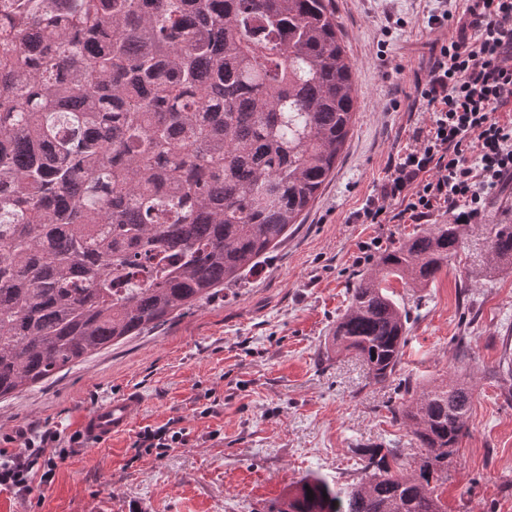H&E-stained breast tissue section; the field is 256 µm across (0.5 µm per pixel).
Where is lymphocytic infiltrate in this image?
Returning <instances> with one entry per match:
<instances>
[{
	"mask_svg": "<svg viewBox=\"0 0 512 512\" xmlns=\"http://www.w3.org/2000/svg\"><path fill=\"white\" fill-rule=\"evenodd\" d=\"M436 2L426 20L427 62L414 74L423 119L353 223H386L397 203L414 224L436 213L481 224L489 201L512 184V0H462L457 13L448 0ZM57 440L44 431L0 460V488L25 495L33 478L50 483L54 463L45 451Z\"/></svg>",
	"mask_w": 512,
	"mask_h": 512,
	"instance_id": "1",
	"label": "lymphocytic infiltrate"
}]
</instances>
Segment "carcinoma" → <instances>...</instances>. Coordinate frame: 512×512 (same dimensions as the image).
Segmentation results:
<instances>
[{
  "label": "carcinoma",
  "mask_w": 512,
  "mask_h": 512,
  "mask_svg": "<svg viewBox=\"0 0 512 512\" xmlns=\"http://www.w3.org/2000/svg\"><path fill=\"white\" fill-rule=\"evenodd\" d=\"M328 0H0V398L158 328L252 271L318 196L356 113ZM470 225L433 224L349 289L325 348L393 377L410 314ZM489 278L512 224L484 225ZM391 409L419 449L362 445V476L301 478L275 512H445L474 391ZM312 499H307V496Z\"/></svg>",
  "instance_id": "carcinoma-1"
}]
</instances>
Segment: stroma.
<instances>
[{
  "label": "stroma",
  "instance_id": "35a3bbf8",
  "mask_svg": "<svg viewBox=\"0 0 512 512\" xmlns=\"http://www.w3.org/2000/svg\"><path fill=\"white\" fill-rule=\"evenodd\" d=\"M357 87L354 124L336 169L302 223L242 284L166 325L121 341L46 383L0 400V448L51 429L54 477L19 497L0 491V512H271L288 487L317 472L359 477L355 447L407 441L391 407L403 383L465 375L474 386L468 432L441 486L448 512H512V374L498 363L512 337V270L473 281L452 261L426 288L388 287L410 310L400 368L371 382L364 363L326 356L324 342L348 290L379 257L418 232L395 218L353 224L391 155L418 122L412 76L428 38V0H394L406 21L381 30L377 0H330ZM398 111H389L391 102ZM144 404L111 441L81 439L85 414L126 392ZM180 432L163 455L140 434Z\"/></svg>",
  "mask_w": 512,
  "mask_h": 512
}]
</instances>
